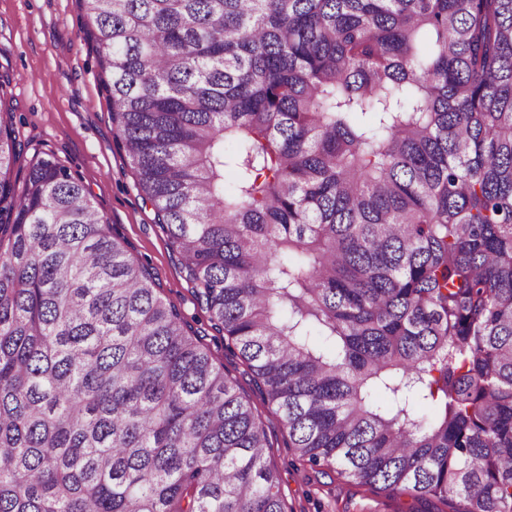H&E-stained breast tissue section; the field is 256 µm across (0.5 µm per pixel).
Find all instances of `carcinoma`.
<instances>
[{"label":"carcinoma","instance_id":"1","mask_svg":"<svg viewBox=\"0 0 512 512\" xmlns=\"http://www.w3.org/2000/svg\"><path fill=\"white\" fill-rule=\"evenodd\" d=\"M185 279L312 467L512 512V0H82ZM0 110V512H288L268 436ZM235 173L232 186L224 173Z\"/></svg>","mask_w":512,"mask_h":512}]
</instances>
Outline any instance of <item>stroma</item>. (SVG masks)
<instances>
[{
	"instance_id": "35a3bbf8",
	"label": "stroma",
	"mask_w": 512,
	"mask_h": 512,
	"mask_svg": "<svg viewBox=\"0 0 512 512\" xmlns=\"http://www.w3.org/2000/svg\"><path fill=\"white\" fill-rule=\"evenodd\" d=\"M85 22L81 0H0V108L13 115L24 160L50 152L79 175L130 257L152 269L162 296L178 305L216 362L238 380L267 428L270 459L290 512H438L437 505L373 493L295 459L278 416L211 329L154 208L138 189L136 171L116 138Z\"/></svg>"
}]
</instances>
